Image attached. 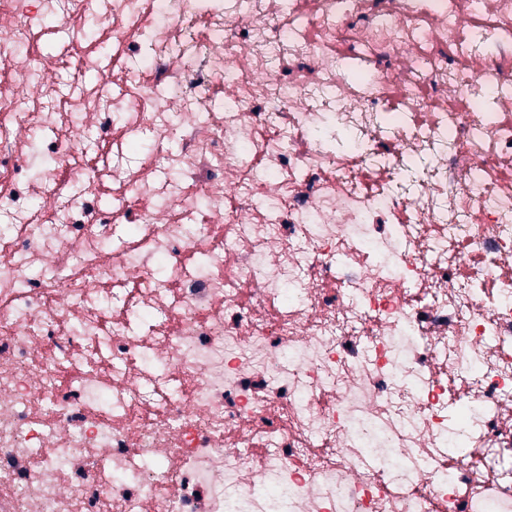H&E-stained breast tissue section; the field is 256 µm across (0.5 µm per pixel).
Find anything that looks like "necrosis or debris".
<instances>
[{
	"label": "necrosis or debris",
	"mask_w": 512,
	"mask_h": 512,
	"mask_svg": "<svg viewBox=\"0 0 512 512\" xmlns=\"http://www.w3.org/2000/svg\"><path fill=\"white\" fill-rule=\"evenodd\" d=\"M0 215V512H512V0H0Z\"/></svg>",
	"instance_id": "4bbe7bcc"
}]
</instances>
